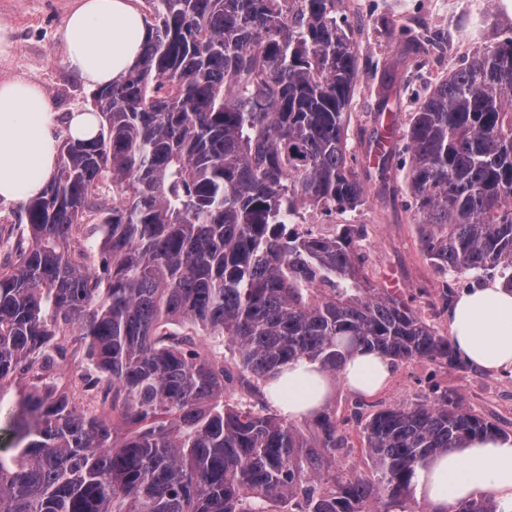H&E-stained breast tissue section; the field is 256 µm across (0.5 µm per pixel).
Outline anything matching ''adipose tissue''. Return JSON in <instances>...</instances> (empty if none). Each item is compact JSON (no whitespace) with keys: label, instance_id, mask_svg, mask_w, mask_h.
<instances>
[{"label":"adipose tissue","instance_id":"1","mask_svg":"<svg viewBox=\"0 0 512 512\" xmlns=\"http://www.w3.org/2000/svg\"><path fill=\"white\" fill-rule=\"evenodd\" d=\"M141 0H77L63 31L68 70L91 89L110 83L137 63L148 36ZM56 119L43 88L24 79L0 80V201L38 194L60 162ZM450 338L471 368L512 369V291L487 283L468 289L449 309ZM388 359L355 352L342 378L371 395L391 377ZM304 393H284L283 384ZM330 382L318 365L297 361L268 383L267 396L290 419L310 415L326 402ZM416 490L433 512L450 503L493 493L512 500V440L476 439L428 459L418 468Z\"/></svg>","mask_w":512,"mask_h":512}]
</instances>
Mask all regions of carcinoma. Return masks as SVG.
Listing matches in <instances>:
<instances>
[{"label": "carcinoma", "mask_w": 512, "mask_h": 512, "mask_svg": "<svg viewBox=\"0 0 512 512\" xmlns=\"http://www.w3.org/2000/svg\"><path fill=\"white\" fill-rule=\"evenodd\" d=\"M146 2L140 61L91 91L98 134L61 143L56 173L19 206L25 242L0 264V392L27 382L0 512H416L429 457L508 433L446 394L396 404L362 424L369 469L338 471L336 411L288 419L262 389L291 361L336 375L359 350L464 366L399 293L370 284L365 225L285 232L307 210L366 202L341 0ZM387 34L414 54L445 42ZM404 151L427 259L512 290L511 37L417 103ZM72 336L95 372L85 387L112 391L110 424L51 385ZM234 382L255 402L224 401ZM451 512L512 507L480 497Z\"/></svg>", "instance_id": "1"}]
</instances>
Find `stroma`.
<instances>
[{
    "label": "stroma",
    "instance_id": "stroma-1",
    "mask_svg": "<svg viewBox=\"0 0 512 512\" xmlns=\"http://www.w3.org/2000/svg\"><path fill=\"white\" fill-rule=\"evenodd\" d=\"M75 0H0V27L10 40L7 59L0 61V79L22 78L38 83L54 111L68 112L91 106L90 91L66 67L63 56L65 18ZM341 10L354 26L362 65L351 103L349 147L365 160L374 128L382 75L396 70L399 84L394 100L399 121L396 143H403L410 112L417 96L448 75L450 68L480 48L512 37V0H342ZM414 19L429 30L446 34L439 52L408 53L403 41L392 39L384 27ZM406 170L393 158L386 178L365 183L367 201L354 211L325 215L305 214L309 224H363L367 238L362 252L371 285L396 284L407 302L422 313L441 334L448 335L444 288L474 287L471 276L438 273L420 250L418 226L407 208ZM329 406L347 438L351 452L337 466H366L361 454L360 417L395 403L414 404L449 394L512 434V371L485 373L471 368L449 369L412 359L395 364L388 385L371 397L352 392L342 380L332 382Z\"/></svg>",
    "mask_w": 512,
    "mask_h": 512
}]
</instances>
